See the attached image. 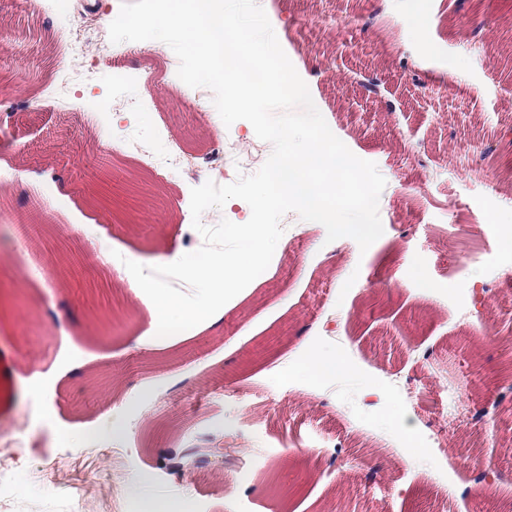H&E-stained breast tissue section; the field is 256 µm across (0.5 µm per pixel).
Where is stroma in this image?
<instances>
[{"label":"stroma","instance_id":"35a3bbf8","mask_svg":"<svg viewBox=\"0 0 512 512\" xmlns=\"http://www.w3.org/2000/svg\"><path fill=\"white\" fill-rule=\"evenodd\" d=\"M122 0H15L0 31L19 48L0 61V225L42 202L49 231L0 237V512H512V0H263L272 27L331 131L386 180L383 235L367 250L301 221L269 267L224 306V322L185 341H135L149 327L128 270L92 266L95 246L140 264L202 244L191 194L126 151L128 137L170 139L208 173L221 154L195 118L164 43L109 39ZM98 31L92 64L60 82L66 36ZM382 82L379 95L366 91ZM62 183L41 200V188ZM56 224L76 225L70 239ZM485 305L476 308L474 289ZM341 355L318 379L299 353ZM83 362L72 372L74 362ZM57 368L29 393L25 381ZM109 369L142 405L130 412L88 384ZM387 392L377 401L365 384ZM111 413L119 434L104 427ZM409 415L433 438L431 460L404 462ZM87 430L73 441L66 428ZM498 441H491V434ZM172 448H220L223 462L178 474ZM497 458L495 484L456 489Z\"/></svg>","mask_w":512,"mask_h":512}]
</instances>
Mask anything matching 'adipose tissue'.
Listing matches in <instances>:
<instances>
[{
	"label": "adipose tissue",
	"mask_w": 512,
	"mask_h": 512,
	"mask_svg": "<svg viewBox=\"0 0 512 512\" xmlns=\"http://www.w3.org/2000/svg\"><path fill=\"white\" fill-rule=\"evenodd\" d=\"M264 262L263 246H256L247 255H234L228 259H215L203 273L210 281L199 298L184 303L174 298L165 288L148 278H142L130 286V291L145 305L150 321L149 334L160 335L173 327L216 328L224 319V298L220 285H230L253 277L255 270Z\"/></svg>",
	"instance_id": "obj_1"
}]
</instances>
